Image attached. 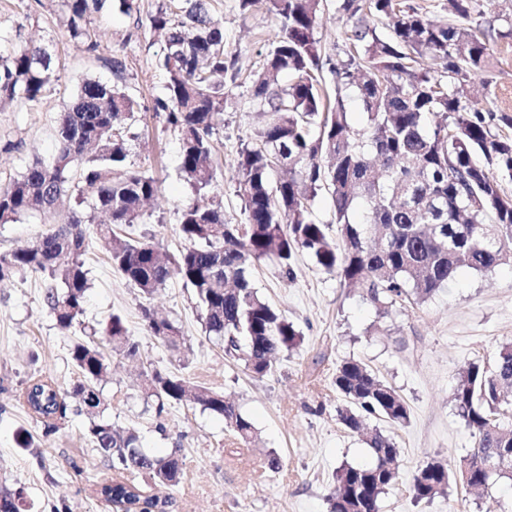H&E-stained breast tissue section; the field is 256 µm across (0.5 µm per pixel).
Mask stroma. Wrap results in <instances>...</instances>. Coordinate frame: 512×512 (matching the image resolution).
<instances>
[{
	"label": "stroma",
	"instance_id": "35a3bbf8",
	"mask_svg": "<svg viewBox=\"0 0 512 512\" xmlns=\"http://www.w3.org/2000/svg\"><path fill=\"white\" fill-rule=\"evenodd\" d=\"M159 2L138 0L139 10L131 15L107 9L92 15L88 26L98 47L91 52L69 37L58 0H32L26 10L17 0H0V50L39 40L59 75L38 101L0 112V186L18 178L34 159L53 154L60 113L85 79L111 80L103 60L120 56L128 90L141 105L130 129V160L160 185L143 222L127 235L137 239L151 233L161 253L174 255L185 246L180 212L196 193L179 174L176 135L153 110L166 81L156 65L164 43L148 27ZM343 2L327 0L315 32L325 54L336 62L346 57L351 25ZM212 5L214 18L224 25L225 52L236 60V86L216 135L217 188L226 216L236 218V161L247 133L258 123L243 87L261 67L279 23L260 5L247 12L240 10L239 0H212ZM480 9L471 27L488 48L489 66L471 94L484 108L491 133L512 139V41L499 35L503 18L512 14V0H480ZM75 208L70 202L53 215L26 214L0 225V254L67 222ZM83 260L90 288L83 328L74 336L59 330L46 306L44 276L28 272L0 284V486L24 487L30 512H105L95 486L116 473L88 438L85 416L68 412L57 432L44 438L18 394L37 376L70 387L78 379L70 359L74 340H93L94 330L115 313L124 317L139 354L133 359L111 354L109 373L101 382L107 398L104 415L137 430L143 447L156 454H179L183 477L178 486L142 484L146 494L173 497V512H328L334 472L342 464L370 460L363 437L346 431L336 419L344 400L331 380L346 358L366 364L410 407L403 426L369 421L390 435L400 452L403 482L384 495L383 512H494L500 503L512 507V481L507 479L481 497L467 493L457 481L446 496L429 503L413 502L404 485L424 461L457 463L473 445L452 393L468 363L493 364L500 346L512 342V266L462 271L426 302L398 305L382 315L362 300L359 290L341 286L308 255L295 256L287 277L274 264H261L254 272L259 293L294 322L304 341L282 356L271 373L256 378L206 335L193 291L182 280H169L151 302L183 332L185 349L175 353L146 331L142 298L113 267L104 242L90 238ZM156 371L232 398L257 429L260 447L240 445L221 417L198 406L175 405L157 413L142 388L144 376ZM23 428L38 435V448L17 447L16 435ZM271 451L284 462L280 472L266 467Z\"/></svg>",
	"mask_w": 512,
	"mask_h": 512
}]
</instances>
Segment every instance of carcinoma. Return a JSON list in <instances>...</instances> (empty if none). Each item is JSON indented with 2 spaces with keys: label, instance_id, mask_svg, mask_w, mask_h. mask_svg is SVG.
<instances>
[{
  "label": "carcinoma",
  "instance_id": "obj_1",
  "mask_svg": "<svg viewBox=\"0 0 512 512\" xmlns=\"http://www.w3.org/2000/svg\"><path fill=\"white\" fill-rule=\"evenodd\" d=\"M73 40H89L88 18L106 6L129 15L137 0H60ZM280 22V33L252 74L249 105L261 122L248 135L237 159L236 196L241 220L224 214L216 186L214 136L224 112V88L212 81L228 71L224 27L209 13L208 0H168L149 18L165 37L157 65L166 77L155 110L166 113L180 143V171L199 199L180 214L187 242L179 254L161 258L146 239L114 238L112 227L143 218V204L159 192L158 181L128 161L125 132L140 104L127 91L122 61L109 58L113 82L86 79L57 121L51 162L29 164L0 188V224L23 214H50L63 196L76 191L69 223L40 236L31 246L0 254V281L21 273L50 280L44 301L59 328L69 331L84 314L89 289L84 255L89 232L113 239L111 261L148 300L177 276L193 288L205 332L224 344L225 355L257 378L280 355L303 341L294 323L258 293L254 269L270 261L283 275L299 253L327 274L356 285L363 300L386 313L397 301L424 302L449 287L464 270L482 272L512 264V196L476 161L512 177V141L491 135L482 109L469 98L470 83L488 67L486 46L464 21L478 0H448L457 18H430L405 0H350L351 50L334 71V93L326 87L323 49L314 36L323 0H263ZM375 18L389 21L377 33ZM429 60L436 69L425 68ZM59 80L40 44L27 43L0 55V104L36 102ZM356 93L363 122H349L343 92ZM327 194L331 220L320 221L311 201ZM336 234H331V231ZM147 330L173 350L184 344L181 329L142 307ZM126 358L138 355L124 320L112 314L98 344L76 341L71 359L79 378L68 389L51 378L30 379L22 399L48 436L73 402L87 419L86 433L109 466L123 477L97 493L116 512H171V497L147 496L142 479L175 486L182 462L141 447L138 432L104 417L100 381L107 372L105 348ZM512 385V344L501 346L490 367L471 363L452 393L458 416L474 439L464 462V482L476 494L512 479V457L503 472L487 474L485 458L512 449V421L500 418L503 385ZM347 405L337 410L343 427L358 433L369 418L393 426L409 420L405 399L365 364L346 359L332 381ZM156 413L192 403L224 423L245 445L255 442L250 419L224 394L176 376L155 372L144 382ZM371 462L344 464L330 512H381L382 498L400 478L398 448L375 430L366 439ZM453 477L447 460L432 458L412 474L407 492L416 502L445 496ZM0 512H26L24 488L0 489Z\"/></svg>",
  "mask_w": 512,
  "mask_h": 512
}]
</instances>
